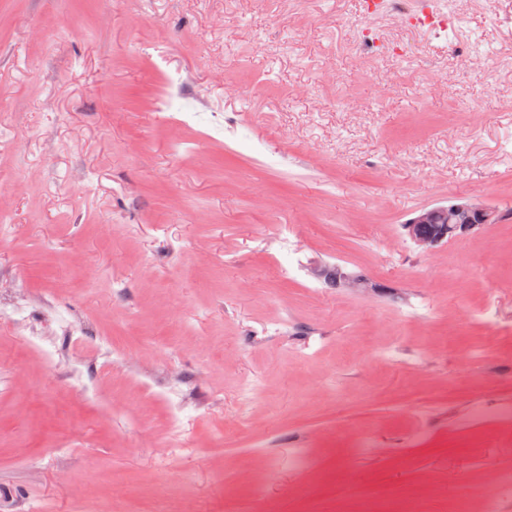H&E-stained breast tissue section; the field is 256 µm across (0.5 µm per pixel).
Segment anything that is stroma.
Wrapping results in <instances>:
<instances>
[{
  "mask_svg": "<svg viewBox=\"0 0 512 512\" xmlns=\"http://www.w3.org/2000/svg\"><path fill=\"white\" fill-rule=\"evenodd\" d=\"M458 7L441 31L362 0H0V297L62 351L0 324V512L159 493L246 512L256 489L267 512L395 495L448 512L495 491L512 459V63L495 55L512 0ZM366 25L410 66L356 45ZM178 71L186 126L156 107ZM463 196L501 221L430 250L406 235ZM323 264L370 286L315 282ZM60 315L125 358L70 343ZM173 372L190 387L176 431L148 390Z\"/></svg>",
  "mask_w": 512,
  "mask_h": 512,
  "instance_id": "obj_1",
  "label": "stroma"
}]
</instances>
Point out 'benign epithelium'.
<instances>
[{
  "label": "benign epithelium",
  "instance_id": "obj_1",
  "mask_svg": "<svg viewBox=\"0 0 512 512\" xmlns=\"http://www.w3.org/2000/svg\"><path fill=\"white\" fill-rule=\"evenodd\" d=\"M439 212L448 214V223L434 224L433 217ZM497 210L474 199L458 197L446 205L424 207L405 224L411 240L419 247L434 248L448 237L460 238L477 232L486 224L497 221ZM315 276L338 288H366L368 282L361 276H351L341 269L322 267Z\"/></svg>",
  "mask_w": 512,
  "mask_h": 512
}]
</instances>
